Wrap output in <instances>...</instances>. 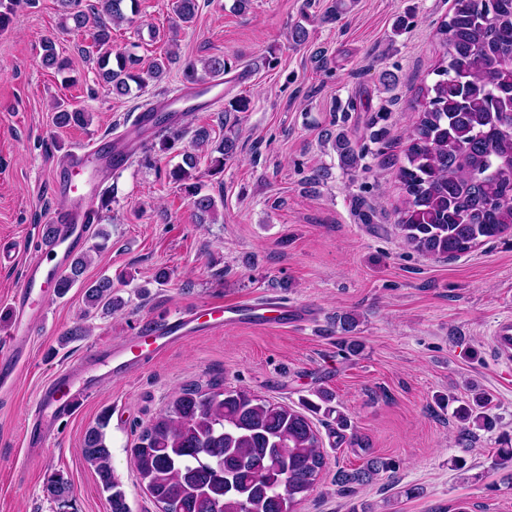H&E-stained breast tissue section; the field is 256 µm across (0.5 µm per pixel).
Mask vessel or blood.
Segmentation results:
<instances>
[{
    "instance_id": "b4317fda",
    "label": "vessel or blood",
    "mask_w": 512,
    "mask_h": 512,
    "mask_svg": "<svg viewBox=\"0 0 512 512\" xmlns=\"http://www.w3.org/2000/svg\"><path fill=\"white\" fill-rule=\"evenodd\" d=\"M128 154L115 148L105 154L101 146H92L76 153L69 163L68 183L73 196L60 210L54 223L55 238L49 242L42 255L30 262L17 288L10 293L15 312V334L19 339H29L35 323L34 316L45 298L47 288L67 268L73 254L78 251L89 231L88 203L90 193L78 189L76 179L93 166L108 162L113 168L123 167ZM246 307L242 304L228 306L206 304L184 311L174 318H163L156 325L124 344L99 350L94 357L80 359L46 382L39 393L38 405L30 425L23 436L29 448L41 450L48 446L54 428L53 418L75 412L97 389L91 374L94 367H105L111 375H126L150 365L159 356L205 331H216L240 320ZM496 360L512 363V323L499 324L491 338Z\"/></svg>"
}]
</instances>
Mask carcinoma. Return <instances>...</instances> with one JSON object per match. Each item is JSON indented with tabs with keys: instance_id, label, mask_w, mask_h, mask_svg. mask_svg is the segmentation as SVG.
Masks as SVG:
<instances>
[{
	"instance_id": "1",
	"label": "carcinoma",
	"mask_w": 512,
	"mask_h": 512,
	"mask_svg": "<svg viewBox=\"0 0 512 512\" xmlns=\"http://www.w3.org/2000/svg\"><path fill=\"white\" fill-rule=\"evenodd\" d=\"M21 0H0V30L8 28ZM138 0H58L65 30H88L101 82L118 96L131 85L140 88L162 79L180 55L168 50L148 70L131 49L114 51L112 29L135 11ZM176 23L190 24L199 11L198 0H173ZM444 53L433 70L437 79L420 88L421 100L405 162L397 178L405 191L397 228L405 241L425 255L456 259L512 229V0H453L451 14L439 28ZM45 66L63 73L68 58L55 43L43 45ZM232 68L221 55L196 63L187 60L183 73L190 83L198 71L216 77ZM60 127L83 125L88 114L56 104ZM183 134L174 129L144 154L175 151ZM210 129L200 126L192 138L194 152L166 171L170 182L191 198L196 217L203 221L216 212L213 196L201 193L198 155L210 175L224 171L234 157L238 137L226 136L211 148ZM336 151L343 165L354 168L358 155L341 133ZM87 257L73 258L69 271L58 277L54 293L65 297L72 288L84 290L89 309L108 314L122 305L112 293V278L87 282ZM319 402H304L306 412L325 410L332 395L315 392ZM492 403L476 392L453 412L460 433L491 429L487 414ZM306 412L269 402L244 389L215 387L207 391L188 386L156 416L132 449L134 467L147 491L166 512H294L315 488L326 467L322 441ZM111 413L103 411L83 438L82 455L94 468L102 490L108 492L109 512H130L125 494L112 473L105 429ZM396 468L392 460L369 458L363 467L336 471V485L349 491ZM45 490L54 499L69 495L63 476L49 480Z\"/></svg>"
}]
</instances>
